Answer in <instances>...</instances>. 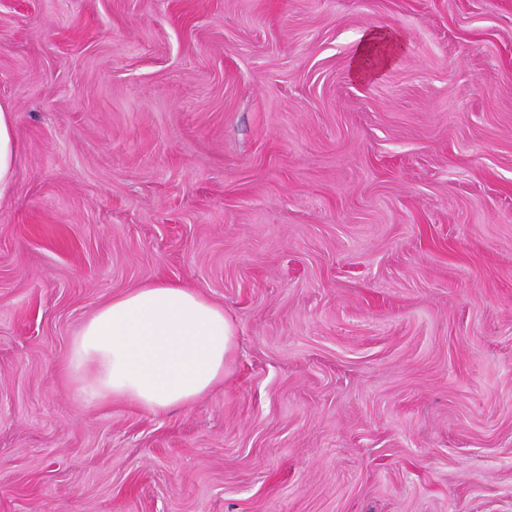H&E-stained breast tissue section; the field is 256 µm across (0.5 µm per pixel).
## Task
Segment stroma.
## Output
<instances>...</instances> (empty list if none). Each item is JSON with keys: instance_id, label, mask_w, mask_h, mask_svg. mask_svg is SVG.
I'll use <instances>...</instances> for the list:
<instances>
[{"instance_id": "obj_1", "label": "stroma", "mask_w": 512, "mask_h": 512, "mask_svg": "<svg viewBox=\"0 0 512 512\" xmlns=\"http://www.w3.org/2000/svg\"><path fill=\"white\" fill-rule=\"evenodd\" d=\"M0 103V512H512V0H0ZM159 280L223 381L80 404ZM404 45L396 30L374 28L361 38L351 64V76L359 83L373 81L381 71L395 62ZM17 150L13 112L0 104V202L11 191ZM234 345L223 306L194 288L154 282L112 298L84 323L67 370L84 403L165 412L210 392Z\"/></svg>"}]
</instances>
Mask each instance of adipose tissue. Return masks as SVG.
Instances as JSON below:
<instances>
[{"label": "adipose tissue", "mask_w": 512, "mask_h": 512, "mask_svg": "<svg viewBox=\"0 0 512 512\" xmlns=\"http://www.w3.org/2000/svg\"><path fill=\"white\" fill-rule=\"evenodd\" d=\"M403 45L399 31L368 30L355 52L352 78L373 81ZM17 150L13 114L0 106V200L11 191ZM234 345L223 306L193 288L154 282L113 298L84 323L71 342L67 370L80 401L165 412L210 392Z\"/></svg>", "instance_id": "1"}]
</instances>
